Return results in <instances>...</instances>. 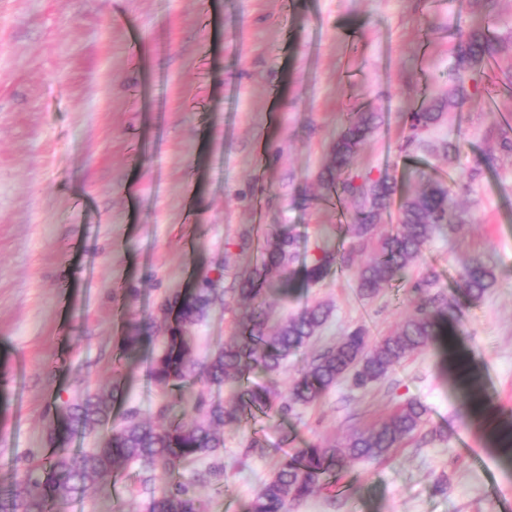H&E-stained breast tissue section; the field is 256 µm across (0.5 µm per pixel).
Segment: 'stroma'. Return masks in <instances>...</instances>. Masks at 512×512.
Returning a JSON list of instances; mask_svg holds the SVG:
<instances>
[{
	"label": "stroma",
	"mask_w": 512,
	"mask_h": 512,
	"mask_svg": "<svg viewBox=\"0 0 512 512\" xmlns=\"http://www.w3.org/2000/svg\"><path fill=\"white\" fill-rule=\"evenodd\" d=\"M500 52L467 74V96L412 134L406 116L448 97L467 0H0V487L45 457L55 405L121 380L128 406L156 419L175 404L151 383V351L124 354L128 324L210 277L224 292L193 331L198 359L231 336L229 294L268 228L300 248L339 242L320 199L330 145L352 112L381 121L360 146L357 181L389 174L399 194L440 181L464 223L437 230L404 279L370 298L353 267L273 299L272 321L323 303L321 333L276 377L286 393L310 359L346 331L394 332L434 273L448 331L477 383L462 391L433 344L364 388L344 380L288 418L257 413L201 458L206 512H247L283 454L319 448L421 403L426 422L385 457L354 460L291 512H512V154L485 106L512 72V0H492ZM459 144L454 157L441 147ZM481 260L495 282L461 289ZM256 451H248L251 440ZM164 480L126 469L68 512H146ZM493 282L492 268L482 261L473 262L462 276V287L473 301L481 300Z\"/></svg>",
	"instance_id": "stroma-1"
}]
</instances>
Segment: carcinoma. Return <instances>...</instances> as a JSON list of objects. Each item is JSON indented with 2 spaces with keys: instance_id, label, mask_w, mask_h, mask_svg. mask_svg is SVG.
I'll list each match as a JSON object with an SVG mask.
<instances>
[{
  "instance_id": "obj_1",
  "label": "carcinoma",
  "mask_w": 512,
  "mask_h": 512,
  "mask_svg": "<svg viewBox=\"0 0 512 512\" xmlns=\"http://www.w3.org/2000/svg\"><path fill=\"white\" fill-rule=\"evenodd\" d=\"M490 17V13H484L480 27L458 38L456 88L448 96L450 106L464 99L465 75L489 65L498 54L497 38L487 27ZM440 109L433 103L408 113L410 129L431 126L438 120ZM377 120L375 112L352 115L337 134L329 164L320 175L325 200L346 197L356 201L349 223L337 227L351 239L350 252L377 242L371 257L355 272L365 297L376 295L398 279L437 228L464 220L450 205L448 187L430 180L422 191L404 196L399 229L378 236L379 223L397 192L396 182L384 174L357 185L347 176ZM296 248L297 240L286 225L266 235L255 266L233 289L249 302V310L238 319L235 334L202 364L193 355L192 331L221 299L219 289L213 287V280L204 277L189 292L162 302L158 312L168 322L167 335L151 361L149 378L179 393L180 401L185 403L181 418H169L168 407L164 406L159 414L165 422L158 426L141 418L134 409L115 420L113 410L124 402L121 384L115 381L107 390L86 391L55 408L47 430L52 451L44 458L28 461L15 486L0 490V512H67L70 500L84 496L94 486L115 482L131 464L140 465L147 473L159 470L170 477L161 493L151 498L147 512H204L192 490L193 483L203 475L187 476L185 472L191 463L224 447L225 427L240 425L246 414L256 410L286 416L316 402L344 378L352 379L359 387L376 382L401 359L448 335V304L430 294L436 279L428 274L413 283L419 303L390 335L372 343L363 330L351 331L312 358L283 397L271 388L250 386L249 375L255 369L271 377L278 375L288 359L318 335L330 316V308L319 303L284 321H270L269 294L284 295L296 287V271L291 268ZM337 258L329 242L315 245L303 264V282L322 280ZM493 282L492 268L482 261L473 262L462 276V287L473 301L481 300ZM153 328L152 322L130 323L124 337L127 356L136 355L154 341ZM201 380L218 390H229L233 403L226 406L193 392ZM424 415L423 405L408 401L381 424L355 429L337 444L300 448L293 455L281 456L247 512H288L291 505L313 495L324 476L342 469L347 461L385 456L420 427ZM108 426L110 435L94 447L81 452L65 448L70 438L95 435Z\"/></svg>"
}]
</instances>
